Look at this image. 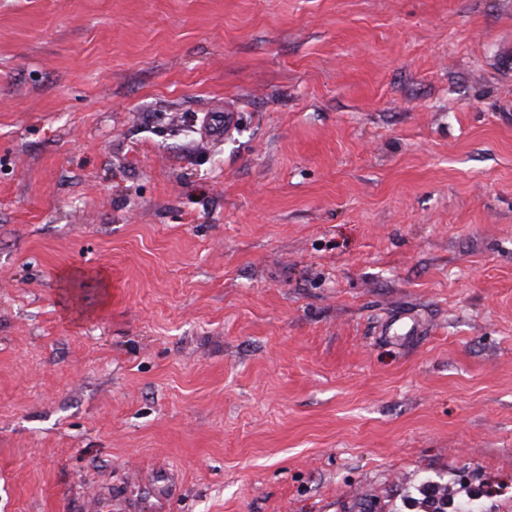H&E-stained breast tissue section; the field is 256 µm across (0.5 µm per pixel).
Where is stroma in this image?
<instances>
[{"mask_svg": "<svg viewBox=\"0 0 512 512\" xmlns=\"http://www.w3.org/2000/svg\"><path fill=\"white\" fill-rule=\"evenodd\" d=\"M427 483L512 512V0H0V512Z\"/></svg>", "mask_w": 512, "mask_h": 512, "instance_id": "stroma-1", "label": "stroma"}]
</instances>
